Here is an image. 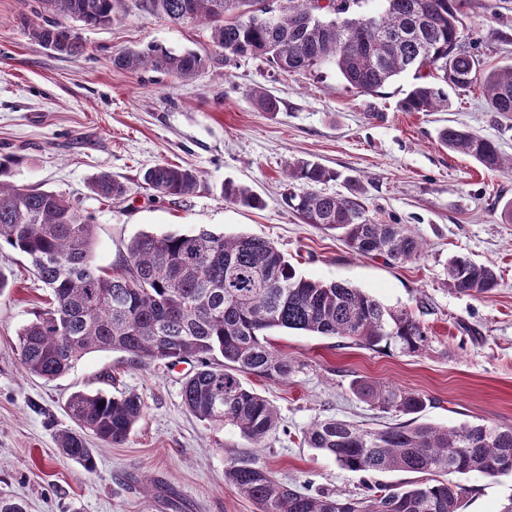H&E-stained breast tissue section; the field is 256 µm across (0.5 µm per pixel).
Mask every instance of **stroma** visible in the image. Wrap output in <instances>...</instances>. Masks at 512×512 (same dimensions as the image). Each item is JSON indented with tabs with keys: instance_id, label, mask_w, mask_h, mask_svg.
<instances>
[{
	"instance_id": "35a3bbf8",
	"label": "stroma",
	"mask_w": 512,
	"mask_h": 512,
	"mask_svg": "<svg viewBox=\"0 0 512 512\" xmlns=\"http://www.w3.org/2000/svg\"><path fill=\"white\" fill-rule=\"evenodd\" d=\"M41 10L40 0H0V160L8 164L7 181L62 194L92 216L99 265L115 264L142 232L205 228L262 237L305 277L345 282L409 309L431 342L407 356L269 330L293 371L279 382L245 376L280 417L278 429L256 444L233 426L188 413L182 386L194 370L189 360L138 363L122 352L96 351L55 380L26 373L17 334L46 292L23 256L1 249L7 286L0 294V493L21 500L27 512H257L224 482L233 457L255 459L279 481L314 492L356 497L369 479L415 481L400 471L350 472L304 444V431L325 418L366 428L390 423V415L353 394L358 378L423 395V422L512 426V173L486 171L438 141L441 128L464 126L512 157V114L490 111L478 86L449 88L445 110L399 111L414 82L409 73L365 94L330 65L287 76L259 59L228 63L204 27L146 13L137 0H127L112 25L74 22L84 52L70 57L34 37ZM462 23L464 42L485 68L512 63V0H470ZM151 43L195 51L207 65L189 81L113 68L116 52ZM257 86L277 100V111L253 106ZM297 160L338 173L320 185L323 193L347 194L350 180H358L369 216L406 225L425 246L422 258L364 257L337 231L302 223L282 200L284 168ZM161 163L195 169L196 192L160 197L146 188L144 173ZM102 173L122 182L125 196L94 194L90 184ZM229 180L261 196L263 208L226 201ZM455 254L493 266L498 287L478 296L451 288L445 267ZM77 391L135 393L145 404L125 443L91 440L93 474L56 443L59 431L75 426L65 403ZM457 481L468 489L462 512H499L512 497L510 474L472 472Z\"/></svg>"
}]
</instances>
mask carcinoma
Returning <instances> with one entry per match:
<instances>
[{"mask_svg":"<svg viewBox=\"0 0 512 512\" xmlns=\"http://www.w3.org/2000/svg\"><path fill=\"white\" fill-rule=\"evenodd\" d=\"M125 2L41 0L48 18L34 35L62 54L79 56L83 45L68 21L110 25L119 20ZM256 2L139 0L148 13L201 23L227 59H263L283 74L333 64L350 86L367 94L412 71L418 83L398 103L402 112L446 108L444 86L466 90L479 83L492 111L512 113V64L486 71L461 42L459 16L467 0H383L382 11L371 15L357 42L346 25L352 10L342 5L360 0H326L312 8L316 18L305 27L300 11L310 0H285L268 19L249 17ZM206 64L196 52H176L158 43L112 58V65L123 71L151 69L184 81ZM251 99L260 111H277V100L261 87ZM439 141L488 171L512 169V159L493 141L463 127L443 128ZM3 174L0 163V248L6 245L25 256L50 296L18 334L17 354L30 375L57 379L96 351H121L140 363L192 358L198 369L182 387L186 410L204 422L230 424L260 443L278 427V412L241 376L283 380L293 371L267 331H304L403 355L429 344L426 329L411 311L387 306L344 282L306 278L262 237H224L206 229L142 232L107 271L93 258L89 216L61 194L15 185L1 179ZM285 178L284 204L305 224L342 231L353 252L403 262L423 256V242L403 225L379 224L369 217L358 184L347 195L296 188L334 181L336 171L297 161L285 167ZM144 182L160 195L182 198L196 191L200 177L191 168L158 164L144 174ZM91 189L106 200L126 194L125 185L105 173L92 181ZM223 194L244 207L262 205L249 187L232 181L224 183ZM446 274L448 285L461 293L481 295L498 286L492 266L463 254L448 259ZM352 391L379 412L397 417L421 413L427 406L419 393L373 380L352 382ZM65 408L79 430L61 432L57 444L68 459L93 472L97 462L86 436L125 443L143 415L144 402L133 393L115 397L78 391ZM304 441L347 471L398 470L423 479L409 488L369 486L356 498L312 495L280 482L253 459L234 457L224 482L251 499L258 512H461L468 490L449 476L512 473V426L448 428L411 419L372 430L330 418L314 422Z\"/></svg>","mask_w":512,"mask_h":512,"instance_id":"cac0c4a2","label":"carcinoma"}]
</instances>
